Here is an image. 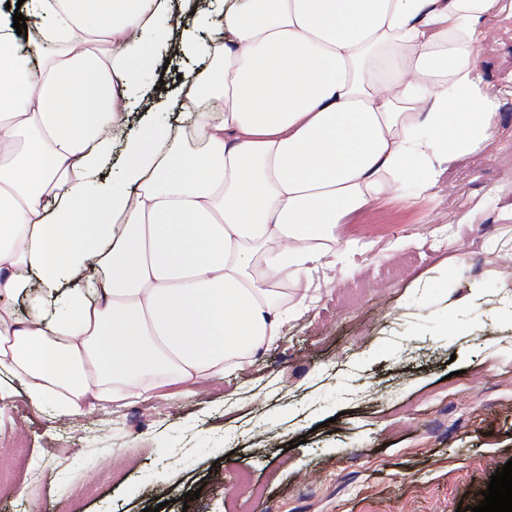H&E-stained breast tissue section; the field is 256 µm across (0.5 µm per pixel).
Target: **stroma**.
<instances>
[{
  "instance_id": "stroma-1",
  "label": "stroma",
  "mask_w": 512,
  "mask_h": 512,
  "mask_svg": "<svg viewBox=\"0 0 512 512\" xmlns=\"http://www.w3.org/2000/svg\"><path fill=\"white\" fill-rule=\"evenodd\" d=\"M480 49L489 144L344 225L363 248L244 371L65 422L0 401V512H456L512 459V15ZM108 421L106 435L95 424ZM251 486L217 487V474ZM161 490L155 500L153 490ZM199 497L185 501L188 492Z\"/></svg>"
}]
</instances>
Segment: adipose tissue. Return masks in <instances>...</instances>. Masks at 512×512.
<instances>
[{"mask_svg": "<svg viewBox=\"0 0 512 512\" xmlns=\"http://www.w3.org/2000/svg\"><path fill=\"white\" fill-rule=\"evenodd\" d=\"M512 0H25L0 7V401L176 397L267 349L340 224L490 139L480 48ZM195 60L180 131L140 71ZM118 176L101 178L116 143ZM28 299L20 316L17 297Z\"/></svg>", "mask_w": 512, "mask_h": 512, "instance_id": "1", "label": "adipose tissue"}]
</instances>
